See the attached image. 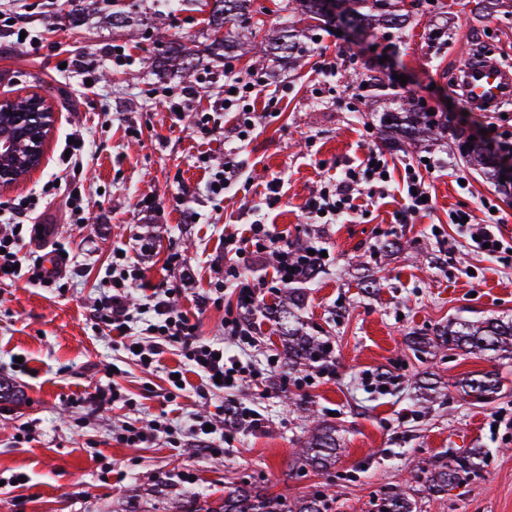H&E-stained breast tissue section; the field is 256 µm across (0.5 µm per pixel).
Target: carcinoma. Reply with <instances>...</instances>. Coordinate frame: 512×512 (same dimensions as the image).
<instances>
[{
    "label": "carcinoma",
    "instance_id": "obj_1",
    "mask_svg": "<svg viewBox=\"0 0 512 512\" xmlns=\"http://www.w3.org/2000/svg\"><path fill=\"white\" fill-rule=\"evenodd\" d=\"M156 0H60L59 17L78 29L99 15L112 27H123L138 22L150 30L152 48L145 57L152 69L171 66L180 73H190L199 65V58L185 44L167 37L164 28L170 14L187 9L194 0H176L167 4V11L152 6ZM252 0H212L209 18L204 20L211 41L208 49L219 60L236 56L235 45L228 38L218 39L213 33L224 28L227 21L235 23L242 44L248 52L263 56L274 51L302 53L296 49V41L304 31L288 25L279 31L264 32L263 26L253 20ZM327 0H285L283 10L288 19L296 17L311 20L320 27L332 22L326 9ZM353 19L361 26H382L386 29H402L414 11L425 6L424 0H411L410 8L402 6L403 0H346ZM500 0H475L476 20L488 18L497 12ZM394 129L402 139L412 142L420 137L441 134L440 124L414 101L402 104V111L391 113ZM305 301L303 289L295 286L281 292L276 307L271 310L272 320L282 341L283 353L291 367L307 366L329 354V341L311 332L302 320L301 310ZM414 352L436 358L447 351L466 354L512 356V320L504 322L488 318L481 322L453 319L432 332L411 336ZM500 380L491 373L466 376L458 383L460 398H472L482 404L492 402L500 392ZM312 429L296 452L298 470L311 468L327 474L325 487L296 496L267 494L248 480L231 482L224 487V500L217 507L192 503L183 512H331L330 504L336 499V478L332 472L338 454L342 450L336 427L310 414ZM486 453L481 448L472 449L460 458H451L439 465L426 459H418L411 470L412 483L391 487L377 497L376 512H418L416 495L426 492L440 495L448 488L456 487L479 472L485 464Z\"/></svg>",
    "mask_w": 512,
    "mask_h": 512
}]
</instances>
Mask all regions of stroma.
<instances>
[{
    "label": "stroma",
    "instance_id": "1",
    "mask_svg": "<svg viewBox=\"0 0 512 512\" xmlns=\"http://www.w3.org/2000/svg\"><path fill=\"white\" fill-rule=\"evenodd\" d=\"M439 2L402 30L375 35L373 51L327 26L306 39L301 67L249 54L233 59L234 74L262 76L260 98L278 100L241 141L228 116L207 138L190 131L195 110L224 97L223 63L164 80L144 69L149 42L140 32L101 24L73 29L58 19L57 0H0V11L29 20L42 40L33 53L0 29V99L36 93L55 111L42 166L0 188V202L37 198L24 220L21 254L29 263L54 254L65 284L58 291L23 278L0 283V378L20 392L18 401L0 402V512H176L188 500L216 501L225 483L242 475L274 493L302 494L322 477L288 476L307 435L308 423L293 406L297 400L313 403L321 418L343 430L336 512H369L372 494L403 483L413 459L434 461L472 448L488 452L482 475L446 494L419 497L420 512H512V359L459 353L423 363L409 342L412 332L456 317L512 318V266L472 252L448 219L465 203L476 220H485L480 202L488 198L499 209L504 238L512 240V192L470 166L460 149L473 137L501 162L512 161V152L500 148L501 135H512V105L466 112L450 102L454 76L477 38L490 37L512 55V18L478 22L471 0ZM116 46L131 58L126 68L112 67ZM324 53L345 59L329 82L317 70ZM84 61L95 64L100 76L110 74L111 82L85 87L74 68ZM201 74L207 82L194 111L180 119L170 115L158 89L193 84ZM362 83L367 89L353 106L337 103L326 90L330 84L337 92L354 90ZM406 98L450 112L441 137L411 146L384 140L381 113ZM78 127L90 145L76 176L89 197L82 227L71 219L69 186L54 183L65 141ZM371 145L394 164L397 179L420 157L440 161L441 171L426 177L433 211L411 224L395 223L402 199L393 187L341 223H310L306 200L329 176L357 165ZM230 151L245 164L242 176L224 196H210L209 177ZM203 152L208 162L200 161ZM461 174L469 181L464 190L457 184ZM274 180L279 195L270 201L266 186ZM149 197L155 209L142 207ZM180 197L186 206L177 205ZM257 219L274 224L285 240L329 250L330 262L305 285L302 315L329 337L331 354L325 366L285 374L266 311L277 296L269 287L248 317L257 345L242 350L224 343L228 354L265 372V379L203 395L199 377L186 371L183 395L168 400L167 374L185 364L177 348H164L156 367L146 371L91 321L96 300L110 286L112 250L125 248L139 260L133 303L177 285L172 306L197 323L201 339L224 342V310L203 298L224 277L225 225ZM173 252L187 258L183 274L166 265ZM428 371L447 395L426 408L413 387ZM481 372L498 376L500 396L488 404L459 398L456 382ZM384 374L389 388L371 389L368 378ZM111 383L124 389L132 406L101 414L78 406L86 393ZM234 402L256 410L259 423L226 425L224 410ZM162 415L174 443L138 448L112 438L115 425L145 427ZM199 415L223 426V455L200 453L191 431ZM15 474L24 482L13 483Z\"/></svg>",
    "mask_w": 512,
    "mask_h": 512
}]
</instances>
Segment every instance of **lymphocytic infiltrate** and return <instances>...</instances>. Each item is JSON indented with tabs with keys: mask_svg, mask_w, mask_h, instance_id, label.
Returning <instances> with one entry per match:
<instances>
[{
	"mask_svg": "<svg viewBox=\"0 0 512 512\" xmlns=\"http://www.w3.org/2000/svg\"><path fill=\"white\" fill-rule=\"evenodd\" d=\"M226 94L218 110L236 115V135H250L256 126L257 115L253 105L257 98V81L253 78L232 76L225 78ZM439 168L437 160L407 166L403 178L404 205L395 216L396 223L406 224L418 215L427 213L429 187L425 174ZM390 169L385 154L375 148L369 149L357 166L348 168L327 186L310 198L306 209L308 217L317 224H334L344 214L357 211L360 196L383 193ZM24 203L0 202V221L7 223L5 232H0V282H11L26 277L28 282L45 288L56 284L54 275L44 273L40 263L23 266L20 256L23 237L19 233V219ZM471 209L460 206L455 209L453 224H456L473 251L499 260L501 264L512 263V241L505 240L498 229L496 214H489L486 223L471 221ZM272 252L276 259L275 281L278 285L296 281L298 269L308 264H324L318 254H310L308 246L295 247L284 241L274 228L263 223L250 225L246 233L229 232L224 236V285L231 288L236 297L233 311L224 315V335L239 348L252 347L255 338L250 325L242 314L251 310L258 298V285L241 270L240 261L247 247ZM140 276V268L131 256H113L111 263L112 284L109 291L101 295L93 309V324L96 329H109L116 344L135 355L136 361L156 363L162 350L168 346H179L192 372L201 380V389L226 391L239 386L252 372L251 366L235 363L225 358L224 346L220 343L201 341L197 326L187 314L174 311L169 302V289L153 293L147 302L131 306L129 297ZM149 315L150 329L145 337L134 336L131 326L142 315Z\"/></svg>",
	"mask_w": 512,
	"mask_h": 512,
	"instance_id": "f902f5d3",
	"label": "lymphocytic infiltrate"
}]
</instances>
